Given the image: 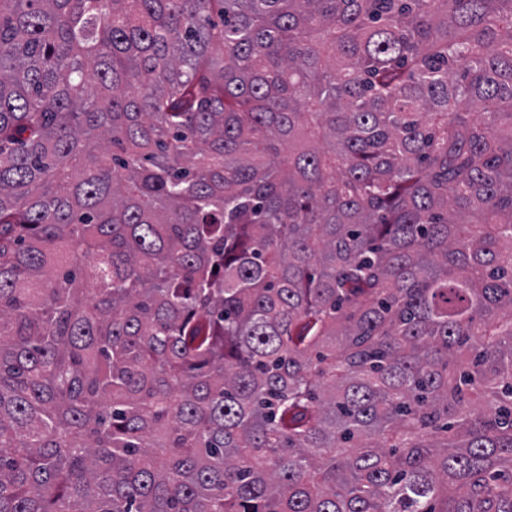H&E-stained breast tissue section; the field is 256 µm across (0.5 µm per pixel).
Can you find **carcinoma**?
Here are the masks:
<instances>
[{"mask_svg":"<svg viewBox=\"0 0 512 512\" xmlns=\"http://www.w3.org/2000/svg\"><path fill=\"white\" fill-rule=\"evenodd\" d=\"M0 512H512V0H0Z\"/></svg>","mask_w":512,"mask_h":512,"instance_id":"obj_1","label":"carcinoma"}]
</instances>
